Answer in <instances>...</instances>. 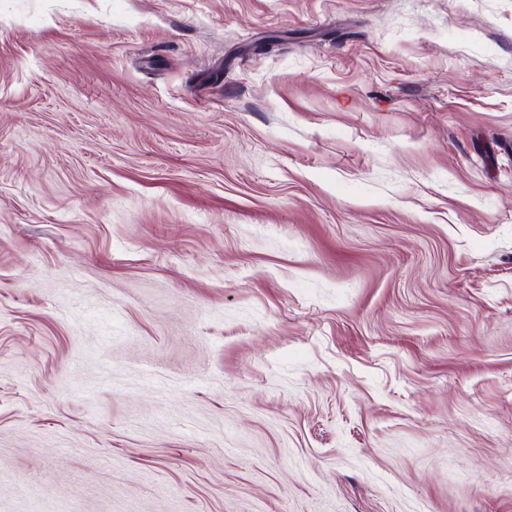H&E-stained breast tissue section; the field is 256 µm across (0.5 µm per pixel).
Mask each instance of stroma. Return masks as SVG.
Instances as JSON below:
<instances>
[{
    "instance_id": "35a3bbf8",
    "label": "stroma",
    "mask_w": 512,
    "mask_h": 512,
    "mask_svg": "<svg viewBox=\"0 0 512 512\" xmlns=\"http://www.w3.org/2000/svg\"><path fill=\"white\" fill-rule=\"evenodd\" d=\"M0 512H512V0H0Z\"/></svg>"
}]
</instances>
